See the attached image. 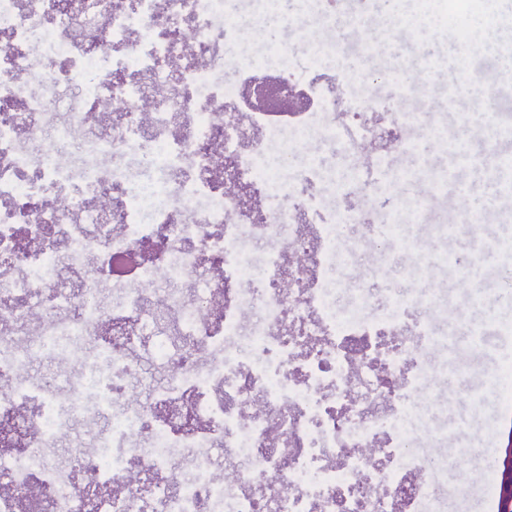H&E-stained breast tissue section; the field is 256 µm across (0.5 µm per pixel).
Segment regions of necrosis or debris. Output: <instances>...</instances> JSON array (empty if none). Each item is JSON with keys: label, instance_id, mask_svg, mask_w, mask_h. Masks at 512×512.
<instances>
[{"label": "necrosis or debris", "instance_id": "obj_1", "mask_svg": "<svg viewBox=\"0 0 512 512\" xmlns=\"http://www.w3.org/2000/svg\"><path fill=\"white\" fill-rule=\"evenodd\" d=\"M484 7L427 0L466 37ZM265 12L0 0V512H439L457 458L413 447L434 340L406 322L429 291L338 309L342 228L368 217L322 212L328 185L389 180L419 115L320 38L241 49ZM381 134L390 154L345 183L292 163ZM40 359L61 387L27 380Z\"/></svg>", "mask_w": 512, "mask_h": 512}]
</instances>
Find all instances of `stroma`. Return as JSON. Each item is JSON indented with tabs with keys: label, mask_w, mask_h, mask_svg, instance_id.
Returning a JSON list of instances; mask_svg holds the SVG:
<instances>
[{
	"label": "stroma",
	"mask_w": 512,
	"mask_h": 512,
	"mask_svg": "<svg viewBox=\"0 0 512 512\" xmlns=\"http://www.w3.org/2000/svg\"><path fill=\"white\" fill-rule=\"evenodd\" d=\"M494 22L475 15V38L455 35L442 24L423 20L409 22L420 11L423 0H335L333 26L324 33L326 42L336 43L347 58L359 62L369 90L387 97L396 91L397 81L406 79L422 64L434 69L431 82L412 87L400 101L403 110L424 115L422 127L411 130L418 138L431 128L441 129L446 144L425 153L392 156L391 167L404 173L407 194L422 199V221L403 226L398 235L380 242L368 241L366 226L351 231L355 254L344 271L347 287L336 296L339 307H349L350 285L361 281L372 288L393 292L414 285L432 289L436 311L433 331L450 337L423 363L430 375L428 400L436 417L431 440L420 447L435 458L448 454L460 458L459 474L440 477L438 493L444 498V512H478L482 487L478 476L490 468L488 437L497 433L500 442L512 437V419L503 417L499 400L489 387V378L501 360L512 355V334L501 327L512 321V281L507 280L497 256L500 244L512 243V198L502 199L496 212L482 218L483 256L477 273L482 281V300H474L458 279L456 259L470 254L473 242L461 234H448V225L458 220L459 191L480 198L487 191L483 175L458 166L451 167L450 150L466 151L477 157L512 159V138H496L483 126L475 109L484 97H491L500 124L512 127V0H492ZM275 29L248 31L253 48L289 45L297 53L307 48L311 27L306 13L281 0ZM457 87L456 99H449L450 87ZM448 172L442 188H435L432 174ZM386 185L368 193L349 196L328 190L326 201L336 208L354 207L367 212L372 223L392 224L393 209H380L383 199H396ZM393 254L395 270L386 278L376 273L379 253ZM472 327L478 337L453 335L454 327Z\"/></svg>",
	"instance_id": "stroma-1"
}]
</instances>
